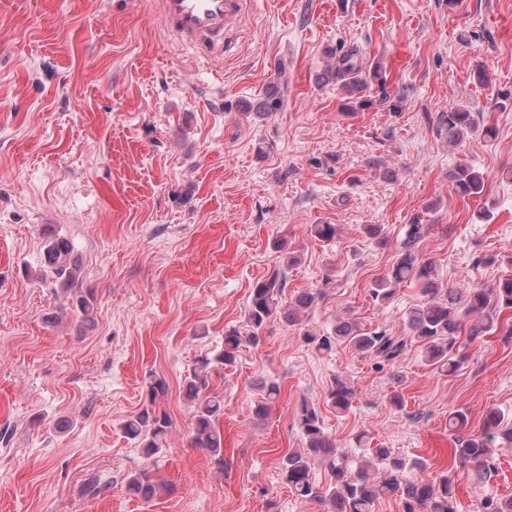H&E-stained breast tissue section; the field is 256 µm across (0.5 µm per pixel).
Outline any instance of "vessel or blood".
<instances>
[{"label": "vessel or blood", "instance_id": "1", "mask_svg": "<svg viewBox=\"0 0 512 512\" xmlns=\"http://www.w3.org/2000/svg\"><path fill=\"white\" fill-rule=\"evenodd\" d=\"M245 0H159L165 30L180 44L207 53L223 50Z\"/></svg>", "mask_w": 512, "mask_h": 512}]
</instances>
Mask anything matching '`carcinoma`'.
<instances>
[{
  "instance_id": "carcinoma-1",
  "label": "carcinoma",
  "mask_w": 512,
  "mask_h": 512,
  "mask_svg": "<svg viewBox=\"0 0 512 512\" xmlns=\"http://www.w3.org/2000/svg\"><path fill=\"white\" fill-rule=\"evenodd\" d=\"M321 79L352 96L361 94L378 84L384 99L387 75L380 62L365 65L362 47L352 44L337 55ZM284 88L276 85L256 104V113L268 115L281 109ZM439 128L456 144L473 134L494 137L496 127L484 122L483 113L464 105H454L439 116ZM452 188L461 197L479 195L484 189V177L475 165L462 160L450 174ZM432 225L410 224L397 247L395 259L385 277L376 283L371 297L379 303H388L397 287L414 284L420 287L423 301L407 314L406 332L396 334L387 329L368 331L354 321L336 322L334 333L326 336L312 329L300 330L301 339L318 350H330L336 341L348 344L355 352L374 360L380 366L399 364L408 346L418 344L426 361L450 374L456 372L466 356L458 346L460 336L473 342H482L494 333L509 328L512 331V276L500 278L489 286L448 288L437 274L435 264L419 256L416 246L429 234ZM45 275L55 278L59 287L71 294L74 311L86 322L92 318L95 291L80 286V274L69 239L46 230ZM331 279L322 287L300 291L284 301L285 269L272 271L255 282L247 310L248 333L237 328L224 332V347L213 356L196 361L184 378V394L195 406L192 444L205 449L212 460L224 467V434L220 417L224 401L209 392L211 376L221 375L224 368L235 364L240 349L256 346L271 319L282 317L290 324L300 322V315L318 304L326 295ZM258 399L254 401L256 417L264 419L271 406L279 399L281 388L275 379L264 378L253 384ZM165 379L154 377L148 383L146 403L124 424L126 437L151 459L164 449L173 422L160 408V400L167 394ZM353 388L341 379H335L327 390L326 405L337 413L351 408ZM301 432V447L288 452L280 465L281 480L288 490L306 500L318 502L326 512H372L374 502L393 496L399 499L403 512H456L458 486L455 478L444 473L436 482L415 475L427 467V460L416 456L406 459L385 447L370 449V458L354 466L348 453L336 448V443L324 427L317 407L301 401L297 413ZM512 445V420L499 409L487 410L482 431L477 435L458 437L452 449V466L467 470L476 481L484 480L495 470L493 446L497 440ZM325 464L331 474V483L319 486L314 479L312 463ZM169 485L155 476L153 469L144 467L129 476L127 490L143 499L151 500L166 492Z\"/></svg>"
}]
</instances>
